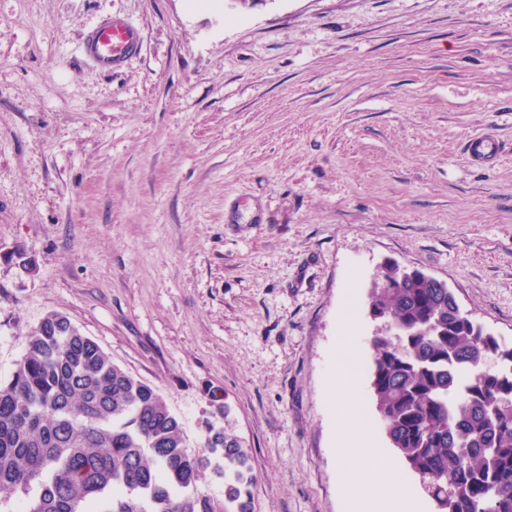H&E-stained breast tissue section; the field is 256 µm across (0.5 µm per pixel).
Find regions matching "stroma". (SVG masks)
Listing matches in <instances>:
<instances>
[{
	"label": "stroma",
	"mask_w": 512,
	"mask_h": 512,
	"mask_svg": "<svg viewBox=\"0 0 512 512\" xmlns=\"http://www.w3.org/2000/svg\"><path fill=\"white\" fill-rule=\"evenodd\" d=\"M109 15L141 34L112 73L79 54ZM391 260L512 346V0H0V380L63 313L190 450L228 405L253 512H351L328 384L354 292L388 447L367 295ZM465 155L471 165L485 167L500 162L502 150L495 135L483 132L467 141Z\"/></svg>",
	"instance_id": "obj_1"
}]
</instances>
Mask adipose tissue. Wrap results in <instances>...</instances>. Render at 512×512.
<instances>
[{
	"mask_svg": "<svg viewBox=\"0 0 512 512\" xmlns=\"http://www.w3.org/2000/svg\"><path fill=\"white\" fill-rule=\"evenodd\" d=\"M332 400L343 425L337 452L348 465V489L356 512H421L418 498L400 481L358 414V381L340 373L329 383Z\"/></svg>",
	"mask_w": 512,
	"mask_h": 512,
	"instance_id": "ef3b65f1",
	"label": "adipose tissue"
}]
</instances>
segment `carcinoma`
Listing matches in <instances>:
<instances>
[{"label":"carcinoma","mask_w":512,"mask_h":512,"mask_svg":"<svg viewBox=\"0 0 512 512\" xmlns=\"http://www.w3.org/2000/svg\"><path fill=\"white\" fill-rule=\"evenodd\" d=\"M370 388L391 448L436 512H512V347L424 272L386 264ZM224 479V503L198 493ZM249 457L206 422L190 452L163 396L59 312L0 382V512H251Z\"/></svg>","instance_id":"carcinoma-1"}]
</instances>
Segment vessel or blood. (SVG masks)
Listing matches in <instances>:
<instances>
[{
  "instance_id": "vessel-or-blood-1",
  "label": "vessel or blood",
  "mask_w": 512,
  "mask_h": 512,
  "mask_svg": "<svg viewBox=\"0 0 512 512\" xmlns=\"http://www.w3.org/2000/svg\"><path fill=\"white\" fill-rule=\"evenodd\" d=\"M140 42L137 29L109 17L87 34L81 52L98 69L109 73L132 58L139 51ZM465 155L471 165L485 167L500 162L502 150L495 135L483 132L467 141Z\"/></svg>"
}]
</instances>
